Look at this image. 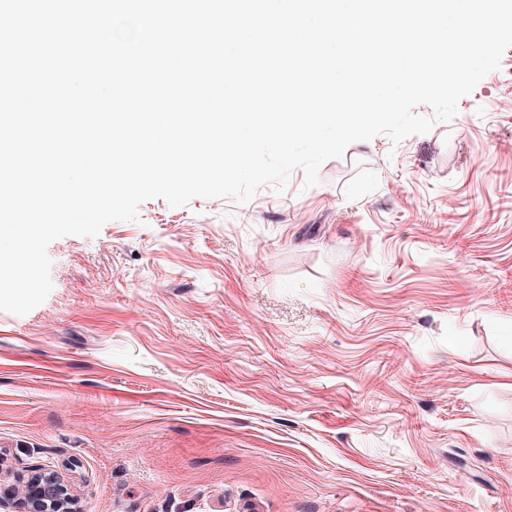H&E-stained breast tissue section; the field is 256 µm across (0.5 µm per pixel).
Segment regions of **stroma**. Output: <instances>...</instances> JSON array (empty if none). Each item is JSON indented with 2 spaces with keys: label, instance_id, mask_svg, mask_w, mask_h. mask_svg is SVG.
<instances>
[{
  "label": "stroma",
  "instance_id": "1",
  "mask_svg": "<svg viewBox=\"0 0 512 512\" xmlns=\"http://www.w3.org/2000/svg\"><path fill=\"white\" fill-rule=\"evenodd\" d=\"M0 311V473L80 512H512V48L455 117L151 199Z\"/></svg>",
  "mask_w": 512,
  "mask_h": 512
}]
</instances>
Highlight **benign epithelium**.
Masks as SVG:
<instances>
[{
  "label": "benign epithelium",
  "instance_id": "obj_1",
  "mask_svg": "<svg viewBox=\"0 0 512 512\" xmlns=\"http://www.w3.org/2000/svg\"><path fill=\"white\" fill-rule=\"evenodd\" d=\"M21 491L0 479V508L12 512H78L64 481L54 473L35 472L20 484Z\"/></svg>",
  "mask_w": 512,
  "mask_h": 512
}]
</instances>
